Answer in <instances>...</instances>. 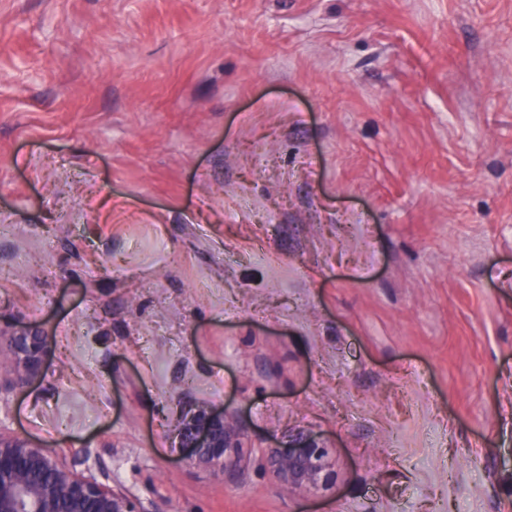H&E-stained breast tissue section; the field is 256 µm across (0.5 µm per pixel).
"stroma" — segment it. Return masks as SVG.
<instances>
[{
	"mask_svg": "<svg viewBox=\"0 0 512 512\" xmlns=\"http://www.w3.org/2000/svg\"><path fill=\"white\" fill-rule=\"evenodd\" d=\"M19 328L0 431L145 512H512V0H0ZM3 347L11 354L13 379L17 383H29L42 375L48 349L47 336L42 332L15 330L8 336L0 333V384ZM239 431L220 409H199L187 415L178 433L179 453L197 466L233 475L240 465ZM269 464L286 490H311L327 486L334 478L326 448L305 439L287 449L273 450Z\"/></svg>",
	"mask_w": 512,
	"mask_h": 512,
	"instance_id": "35a3bbf8",
	"label": "stroma"
}]
</instances>
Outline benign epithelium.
I'll list each match as a JSON object with an SVG mask.
<instances>
[{"label": "benign epithelium", "mask_w": 512, "mask_h": 512, "mask_svg": "<svg viewBox=\"0 0 512 512\" xmlns=\"http://www.w3.org/2000/svg\"><path fill=\"white\" fill-rule=\"evenodd\" d=\"M12 357L13 379L25 384L39 378L48 349L41 332L0 333V351ZM239 431L224 420L222 409L187 415L178 433L179 453L196 465L225 475L240 465ZM269 464L286 490L327 486L334 478L327 449L305 439L276 449ZM0 512H143L131 494L106 479L71 468L53 450L31 440L0 433Z\"/></svg>", "instance_id": "1"}]
</instances>
